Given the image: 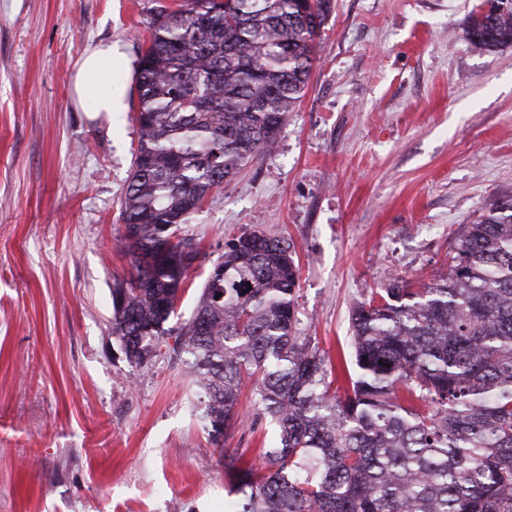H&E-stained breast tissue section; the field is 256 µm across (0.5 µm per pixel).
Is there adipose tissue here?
<instances>
[{
  "instance_id": "1",
  "label": "adipose tissue",
  "mask_w": 512,
  "mask_h": 512,
  "mask_svg": "<svg viewBox=\"0 0 512 512\" xmlns=\"http://www.w3.org/2000/svg\"><path fill=\"white\" fill-rule=\"evenodd\" d=\"M121 53L112 44L86 47L76 63L74 89L79 102H92L94 111L120 112L123 98L112 89V64Z\"/></svg>"
}]
</instances>
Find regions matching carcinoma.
<instances>
[{
    "label": "carcinoma",
    "mask_w": 512,
    "mask_h": 512,
    "mask_svg": "<svg viewBox=\"0 0 512 512\" xmlns=\"http://www.w3.org/2000/svg\"><path fill=\"white\" fill-rule=\"evenodd\" d=\"M484 2L468 20L472 48L511 47L512 0ZM329 5L182 0L152 16L121 205L134 274L112 289V335L135 368L169 345L189 356L228 512H512V194L452 233L447 275L417 288L393 276L351 310L342 395L299 317L283 236L227 240L192 316L168 325L201 255L182 225L274 147ZM247 385L275 434L244 465L223 437Z\"/></svg>",
    "instance_id": "cac0c4a2"
}]
</instances>
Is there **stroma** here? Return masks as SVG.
<instances>
[{"label":"stroma","mask_w":512,"mask_h":512,"mask_svg":"<svg viewBox=\"0 0 512 512\" xmlns=\"http://www.w3.org/2000/svg\"><path fill=\"white\" fill-rule=\"evenodd\" d=\"M172 2L0 0V512H224L220 454L255 460L273 434L246 392L216 451L181 356L135 370L112 335L138 49ZM480 2L331 0L275 148L183 227L202 259L174 322L245 230L293 241L300 317L337 366L371 289L447 272L453 232L512 192V47L470 46ZM108 40L128 59L112 72L125 109L88 112L75 63Z\"/></svg>","instance_id":"35a3bbf8"}]
</instances>
